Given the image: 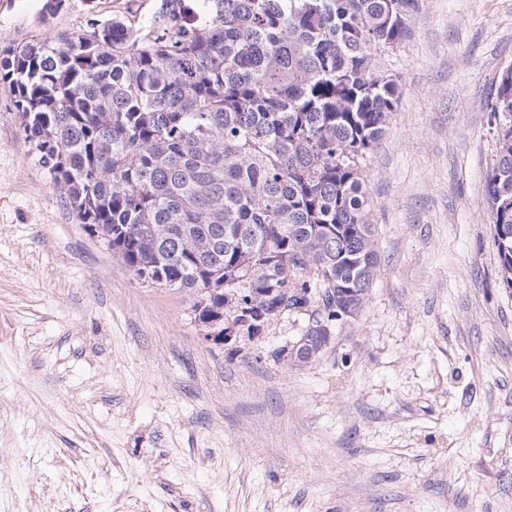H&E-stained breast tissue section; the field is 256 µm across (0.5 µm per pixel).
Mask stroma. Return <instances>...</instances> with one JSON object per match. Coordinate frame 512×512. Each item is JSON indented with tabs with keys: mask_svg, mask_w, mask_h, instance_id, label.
<instances>
[{
	"mask_svg": "<svg viewBox=\"0 0 512 512\" xmlns=\"http://www.w3.org/2000/svg\"><path fill=\"white\" fill-rule=\"evenodd\" d=\"M0 0V50L161 0ZM362 161L379 264L310 364L235 349L66 207L0 83V512H512V288L485 180L512 0H421Z\"/></svg>",
	"mask_w": 512,
	"mask_h": 512,
	"instance_id": "1",
	"label": "stroma"
}]
</instances>
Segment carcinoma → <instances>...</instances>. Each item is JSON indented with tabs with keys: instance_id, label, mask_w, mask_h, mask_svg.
<instances>
[{
	"instance_id": "1",
	"label": "carcinoma",
	"mask_w": 512,
	"mask_h": 512,
	"mask_svg": "<svg viewBox=\"0 0 512 512\" xmlns=\"http://www.w3.org/2000/svg\"><path fill=\"white\" fill-rule=\"evenodd\" d=\"M177 2L144 35L94 19L1 50L25 140L80 223L201 325L251 337L308 310L334 329L374 280L360 160L401 98L372 51L407 38L417 0ZM490 112L512 116L503 77ZM486 195L511 289L512 126Z\"/></svg>"
}]
</instances>
